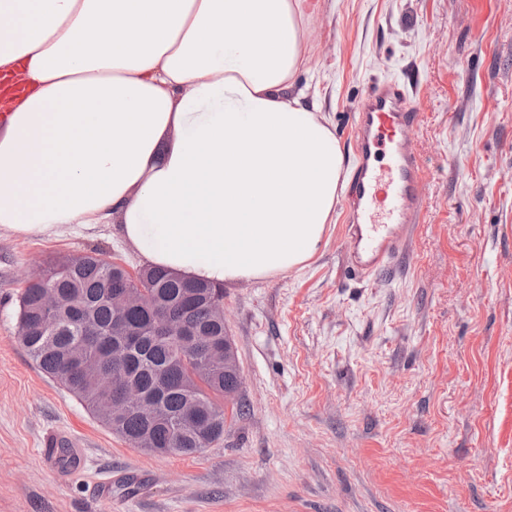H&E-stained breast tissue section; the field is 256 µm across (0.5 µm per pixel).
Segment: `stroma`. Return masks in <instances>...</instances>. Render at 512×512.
<instances>
[{"mask_svg":"<svg viewBox=\"0 0 512 512\" xmlns=\"http://www.w3.org/2000/svg\"><path fill=\"white\" fill-rule=\"evenodd\" d=\"M296 77L345 160L371 82L424 120L427 216L372 281L346 269L343 210L307 264L225 285L245 413L201 454L118 439L19 341L50 261L142 262L106 226L0 231V512H512V0H318ZM78 448L80 471L43 454ZM108 495H101L103 481Z\"/></svg>","mask_w":512,"mask_h":512,"instance_id":"obj_1","label":"stroma"}]
</instances>
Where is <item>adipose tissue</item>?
Segmentation results:
<instances>
[{
	"mask_svg": "<svg viewBox=\"0 0 512 512\" xmlns=\"http://www.w3.org/2000/svg\"><path fill=\"white\" fill-rule=\"evenodd\" d=\"M307 0H0V229L119 225L217 286L313 258L344 156L298 89Z\"/></svg>",
	"mask_w": 512,
	"mask_h": 512,
	"instance_id": "ef3b65f1",
	"label": "adipose tissue"
}]
</instances>
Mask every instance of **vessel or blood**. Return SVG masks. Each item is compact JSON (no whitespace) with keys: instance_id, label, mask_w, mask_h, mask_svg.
Instances as JSON below:
<instances>
[{"instance_id":"vessel-or-blood-1","label":"vessel or blood","mask_w":512,"mask_h":512,"mask_svg":"<svg viewBox=\"0 0 512 512\" xmlns=\"http://www.w3.org/2000/svg\"><path fill=\"white\" fill-rule=\"evenodd\" d=\"M423 115L407 87L377 80L354 108V168L343 205L346 267L362 280L384 272L404 254L425 219V172L414 132Z\"/></svg>"}]
</instances>
